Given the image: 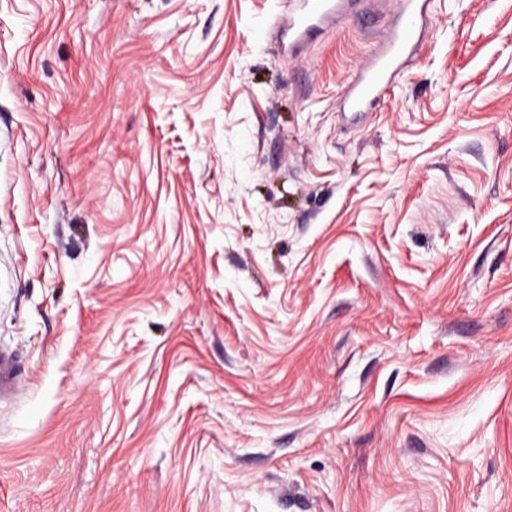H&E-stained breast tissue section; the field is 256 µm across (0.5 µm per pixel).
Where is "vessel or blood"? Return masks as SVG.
<instances>
[{
    "label": "vessel or blood",
    "instance_id": "b4317fda",
    "mask_svg": "<svg viewBox=\"0 0 512 512\" xmlns=\"http://www.w3.org/2000/svg\"><path fill=\"white\" fill-rule=\"evenodd\" d=\"M345 0H286L282 21L288 42L303 41L315 28L333 22ZM429 0H399L398 22L386 42L375 48L358 78L342 93V111L368 112L382 99L399 70L417 53L424 34ZM18 387L15 359L0 348V400Z\"/></svg>",
    "mask_w": 512,
    "mask_h": 512
}]
</instances>
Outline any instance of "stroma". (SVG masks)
Returning a JSON list of instances; mask_svg holds the SVG:
<instances>
[{
  "label": "stroma",
  "mask_w": 512,
  "mask_h": 512,
  "mask_svg": "<svg viewBox=\"0 0 512 512\" xmlns=\"http://www.w3.org/2000/svg\"><path fill=\"white\" fill-rule=\"evenodd\" d=\"M299 52L279 0H0V512H512V0ZM428 0H400L398 22L386 42L375 48L358 78L342 93L343 112H370L387 93L399 70L417 53L424 34ZM15 359L12 352L0 348V402L18 388Z\"/></svg>",
  "instance_id": "stroma-1"
}]
</instances>
